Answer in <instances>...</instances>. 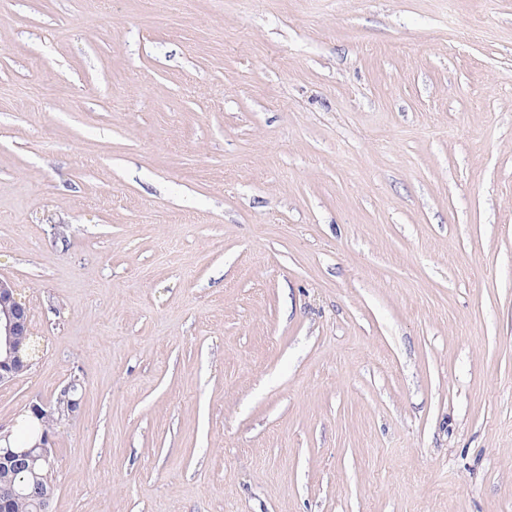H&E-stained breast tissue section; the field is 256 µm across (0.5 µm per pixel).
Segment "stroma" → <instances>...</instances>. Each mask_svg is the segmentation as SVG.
I'll list each match as a JSON object with an SVG mask.
<instances>
[{"instance_id":"obj_1","label":"stroma","mask_w":512,"mask_h":512,"mask_svg":"<svg viewBox=\"0 0 512 512\" xmlns=\"http://www.w3.org/2000/svg\"><path fill=\"white\" fill-rule=\"evenodd\" d=\"M0 277L49 512H512V0H0ZM31 336L27 306L12 282L0 278V385L17 380L30 369L33 360L23 361L19 349Z\"/></svg>"}]
</instances>
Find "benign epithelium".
Listing matches in <instances>:
<instances>
[{
    "mask_svg": "<svg viewBox=\"0 0 512 512\" xmlns=\"http://www.w3.org/2000/svg\"><path fill=\"white\" fill-rule=\"evenodd\" d=\"M31 336L27 306L18 298L12 282L0 278V385L17 380L30 369L32 362L22 360L19 349ZM78 383L79 378H72L51 403L30 402L26 413L41 423L74 418L80 410V400L74 397ZM10 435L11 432L0 430V472H28L32 486L15 485L11 481L0 484V512H11L13 502L28 495L31 487L35 490L38 509L48 512L54 494L49 480L54 467L52 432H42L34 443L25 446L11 443Z\"/></svg>",
    "mask_w": 512,
    "mask_h": 512,
    "instance_id": "benign-epithelium-1",
    "label": "benign epithelium"
}]
</instances>
